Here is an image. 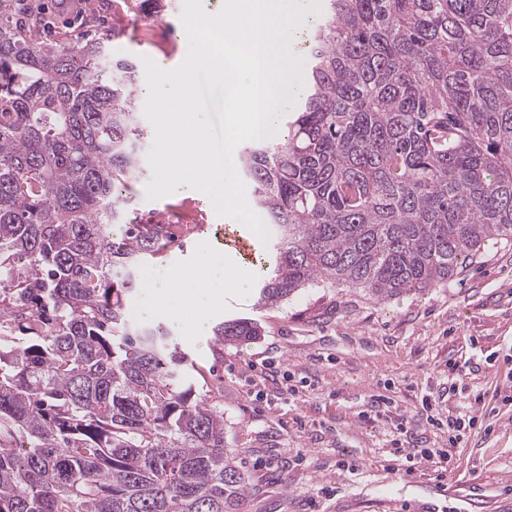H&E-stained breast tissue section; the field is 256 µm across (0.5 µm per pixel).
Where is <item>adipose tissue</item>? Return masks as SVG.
<instances>
[{
    "label": "adipose tissue",
    "instance_id": "ef3b65f1",
    "mask_svg": "<svg viewBox=\"0 0 512 512\" xmlns=\"http://www.w3.org/2000/svg\"><path fill=\"white\" fill-rule=\"evenodd\" d=\"M186 279L193 281V288L181 289L180 284ZM252 286V277L235 274L229 262L212 261L205 250L194 265L162 268L151 294L172 330L205 339L211 334L210 312L223 298L225 289L245 294Z\"/></svg>",
    "mask_w": 512,
    "mask_h": 512
}]
</instances>
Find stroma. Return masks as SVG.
Listing matches in <instances>:
<instances>
[{"label": "stroma", "instance_id": "1", "mask_svg": "<svg viewBox=\"0 0 512 512\" xmlns=\"http://www.w3.org/2000/svg\"><path fill=\"white\" fill-rule=\"evenodd\" d=\"M49 10L40 34L56 41L61 32L119 29L114 55L147 57L168 69L185 59L182 0H129L113 13L112 0H73ZM153 17L143 34L140 17ZM133 185L143 219L158 208L228 224L206 195L151 200L148 162ZM209 235H190L185 248L137 270L128 316L137 325L159 322L149 274L159 265L181 267L212 248ZM250 318L261 339L220 346L182 336L178 343L198 363L181 384L195 398H209L208 384L221 387L224 445L248 475L245 512H512V407L501 394L512 386V241H492L446 282L378 300L359 288H307L274 308L257 303L256 292H224L211 314L218 323ZM456 375H449V363ZM278 375L267 380L266 372ZM456 391H449V384ZM298 387L291 397L289 387ZM389 407L366 417L374 396ZM430 410H423V402ZM440 417L470 414L480 424L456 448L448 471L437 464L407 465L393 456L407 448H443L448 436L428 425Z\"/></svg>", "mask_w": 512, "mask_h": 512}]
</instances>
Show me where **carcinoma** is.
Returning <instances> with one entry per match:
<instances>
[{"label":"carcinoma","instance_id":"carcinoma-1","mask_svg":"<svg viewBox=\"0 0 512 512\" xmlns=\"http://www.w3.org/2000/svg\"><path fill=\"white\" fill-rule=\"evenodd\" d=\"M22 2L0 0V512H242L224 408L190 402L188 356L127 314L174 242L134 207L136 65L109 35L40 42ZM307 59L286 136L241 154L276 237L259 305L421 291L512 240V0H328Z\"/></svg>","mask_w":512,"mask_h":512}]
</instances>
